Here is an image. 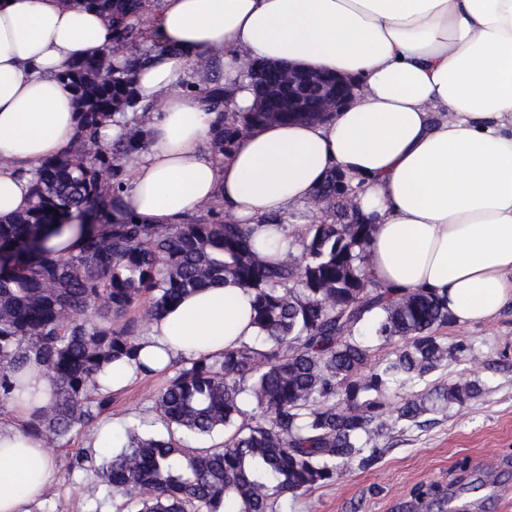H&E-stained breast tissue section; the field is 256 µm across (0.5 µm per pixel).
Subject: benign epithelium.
<instances>
[{
    "mask_svg": "<svg viewBox=\"0 0 512 512\" xmlns=\"http://www.w3.org/2000/svg\"><path fill=\"white\" fill-rule=\"evenodd\" d=\"M281 77L288 85L290 112L334 113L356 95V86L342 75L285 65Z\"/></svg>",
    "mask_w": 512,
    "mask_h": 512,
    "instance_id": "obj_1",
    "label": "benign epithelium"
}]
</instances>
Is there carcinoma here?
Returning a JSON list of instances; mask_svg holds the SVG:
<instances>
[{
	"instance_id": "cac0c4a2",
	"label": "carcinoma",
	"mask_w": 512,
	"mask_h": 512,
	"mask_svg": "<svg viewBox=\"0 0 512 512\" xmlns=\"http://www.w3.org/2000/svg\"><path fill=\"white\" fill-rule=\"evenodd\" d=\"M123 47L141 36L146 0H83ZM131 57L116 71L105 57L67 65L58 79L74 94L77 132L65 154L35 169L30 207L0 219V402L21 389L19 374L43 366L51 400L35 408L32 429L56 446L77 424H91L112 405L99 388L113 363L135 358L142 332L182 297L232 280L254 292L257 336L218 357L185 361L153 397L151 412L166 437L127 431V443L100 470L120 498L117 512H279V502L333 484L342 470L379 458L382 437L398 424L466 407L482 393L478 376L448 384L434 376L448 363H477L463 344L439 335L448 296L385 288L366 272L375 225L336 198V173L315 190L305 211L330 224L276 227L301 249L276 260L251 240L252 230L219 220L137 224L117 217L128 167L148 130L121 133L93 149L100 126L134 105ZM218 120L210 148L222 164L239 134L287 121L276 92L257 112H225L218 80L190 84ZM69 230L81 241L56 254L49 240ZM227 432L220 447L180 443Z\"/></svg>"
}]
</instances>
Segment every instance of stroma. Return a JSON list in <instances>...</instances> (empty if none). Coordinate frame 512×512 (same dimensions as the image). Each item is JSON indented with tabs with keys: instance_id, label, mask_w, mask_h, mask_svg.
Returning a JSON list of instances; mask_svg holds the SVG:
<instances>
[{
	"instance_id": "stroma-1",
	"label": "stroma",
	"mask_w": 512,
	"mask_h": 512,
	"mask_svg": "<svg viewBox=\"0 0 512 512\" xmlns=\"http://www.w3.org/2000/svg\"><path fill=\"white\" fill-rule=\"evenodd\" d=\"M448 343L470 346L480 359V399L463 409H448L421 428H397L383 440V453L370 467L351 465L335 484L290 501L288 512H437L417 510L419 490H441L482 474L484 459L498 462L494 481L512 486V303L485 322L449 321L442 328ZM169 372L143 376L114 394L109 418L123 427L136 424L146 434H166L154 421L151 397ZM95 425H77L52 450L58 480L30 512H115L111 491L102 485L96 465L108 449L98 446ZM93 452L94 464L77 468L78 449Z\"/></svg>"
}]
</instances>
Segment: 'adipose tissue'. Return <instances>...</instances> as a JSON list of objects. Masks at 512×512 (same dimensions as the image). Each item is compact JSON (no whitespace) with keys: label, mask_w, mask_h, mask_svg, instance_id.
Segmentation results:
<instances>
[{"label":"adipose tissue","mask_w":512,"mask_h":512,"mask_svg":"<svg viewBox=\"0 0 512 512\" xmlns=\"http://www.w3.org/2000/svg\"><path fill=\"white\" fill-rule=\"evenodd\" d=\"M143 31L153 50L132 86L152 118L122 195L132 218L181 224L218 201L277 258L296 243L267 219L306 204L339 169L361 181L355 203L377 226L371 280L447 294L459 322L512 301V0H155ZM103 55L119 67L126 53L95 11L0 0V156L10 160L0 167V217L29 207L34 166L63 154L76 131L57 73ZM249 60L340 72L363 90L329 121L249 131L219 165L204 148L215 114L185 85L210 63L225 109L251 111ZM253 299L231 281L186 297L150 325L137 359L100 377L101 390L252 341ZM20 384L0 422V512H28L58 477L29 430L54 384L37 364Z\"/></svg>","instance_id":"obj_1"}]
</instances>
